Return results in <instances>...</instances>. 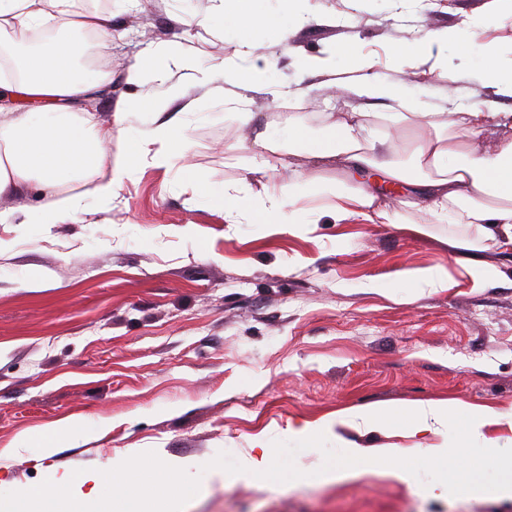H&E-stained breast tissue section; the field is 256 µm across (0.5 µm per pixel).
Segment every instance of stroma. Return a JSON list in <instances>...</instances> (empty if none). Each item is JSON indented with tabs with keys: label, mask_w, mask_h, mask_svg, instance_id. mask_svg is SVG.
<instances>
[{
	"label": "stroma",
	"mask_w": 512,
	"mask_h": 512,
	"mask_svg": "<svg viewBox=\"0 0 512 512\" xmlns=\"http://www.w3.org/2000/svg\"><path fill=\"white\" fill-rule=\"evenodd\" d=\"M260 7L287 36H254L248 61L261 77L244 93L247 124L227 111L222 79L202 86L174 66L164 81L124 80L127 64L171 42L203 71L238 53L241 34L212 0H111L110 35L84 42V73L111 59L112 91L67 109L90 110L105 125L118 103L163 98L182 82L186 98L166 116L188 138L194 175L146 156L111 203L89 185H66L83 196L84 223H0V504L20 488L55 495L65 472L150 461L177 467L195 486L180 512H512L511 498L430 492L457 484L468 468L491 482L496 463L483 450L438 460L427 452L448 438L463 442L470 405L492 407L487 435L512 444V250L491 242L455 249L465 227L416 232L422 212H400L390 224L337 220L338 195L359 188L392 212L400 198L427 192L376 167H317L287 144L289 120L315 131L317 113L340 123L361 111L335 90L344 62L332 73L303 64L342 44L433 111H447L452 99L466 109L496 97L512 112L489 59L470 48L492 42L512 54V0H300V23L285 0ZM444 28L457 33L444 67L406 59L414 40ZM264 130L274 140L268 150L255 142ZM284 185L294 204L269 224L232 219L208 199L233 187L254 204ZM475 263L495 269L496 279L474 281ZM437 267L448 272L444 287L417 281ZM416 400L462 407L423 437L395 426L366 435L338 429L359 445L396 449L408 482L368 456L355 460L357 478L322 482L325 470L346 463L337 437L303 445L288 435L290 424L340 409ZM69 418L85 424L88 439L56 437ZM105 418L111 428H101ZM51 438L56 450L43 456ZM253 448L271 449L297 486L240 479Z\"/></svg>",
	"instance_id": "stroma-1"
}]
</instances>
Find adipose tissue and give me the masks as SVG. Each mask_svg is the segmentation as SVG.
<instances>
[{
	"mask_svg": "<svg viewBox=\"0 0 512 512\" xmlns=\"http://www.w3.org/2000/svg\"><path fill=\"white\" fill-rule=\"evenodd\" d=\"M76 0H0V33L22 36L59 18L74 30L107 31L112 17L106 13L76 9ZM255 0H216V7L227 21L236 23L244 41H251L255 30L273 26L267 13L256 9ZM351 60L352 78L344 88L357 99L368 102L387 101L390 110L385 120L397 125L419 118L433 129V136L407 149L402 138L367 136L363 113H353L351 121L325 124L318 137H310L307 127L294 125L290 134L318 165L361 169L380 165L395 180L405 174L398 161L400 154L411 152L416 172L428 189L430 203L425 212L429 222L445 221L472 229L463 240L465 248L475 241L490 240L512 248V140L495 150L482 147L487 126L512 122V113L502 111L498 99H487L466 112H428L409 101L399 84L385 81L371 72V63L358 56L354 48L343 47ZM82 53L81 44L58 40L44 45L25 61L20 80L0 77V88L17 90L34 98L53 100V108L13 112L0 118V196L19 189L28 182L38 183L48 198L47 204L29 208L22 214L25 224H56L64 220L81 222L85 214L79 194L60 196L63 182L92 183L95 194L112 200L139 164L140 152H130L110 160L106 146L113 137L125 136L129 112L159 113L166 107L162 100L142 99L118 108L111 125H100L94 114L75 117L58 107L61 99L85 96L111 82L112 73L101 70L94 75L82 74L75 66ZM146 143L161 144L154 160L169 164L184 160L188 153L182 130L169 121L157 123L143 133ZM451 408L444 401H417L390 410L378 407L349 408L337 411L320 421L289 427L288 433L303 441L315 434H332L334 426L354 424L367 431H378L388 423H397L407 434L415 436L431 431L434 425L447 423ZM499 478L482 482L478 472L465 474L456 491L461 495L475 492L499 498H512V448L495 449ZM151 493L170 512V505L190 498L194 490L178 477L175 467L147 469L145 478L129 476L125 483L122 512H134L133 502Z\"/></svg>",
	"mask_w": 512,
	"mask_h": 512,
	"instance_id": "obj_1",
	"label": "adipose tissue"
}]
</instances>
